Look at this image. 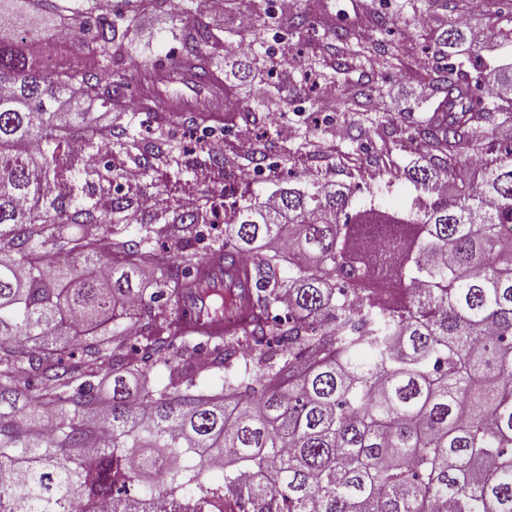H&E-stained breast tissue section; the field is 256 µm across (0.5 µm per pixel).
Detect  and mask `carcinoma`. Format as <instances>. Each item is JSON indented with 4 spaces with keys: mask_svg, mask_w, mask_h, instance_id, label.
<instances>
[{
    "mask_svg": "<svg viewBox=\"0 0 512 512\" xmlns=\"http://www.w3.org/2000/svg\"><path fill=\"white\" fill-rule=\"evenodd\" d=\"M433 2L401 0L398 13ZM118 12L110 0H74L66 16L58 0H0V512H512V141L493 158L484 144L487 129L512 124V70L473 111L482 42L451 23L419 61L438 86L433 112L411 121L424 164L404 171L417 191L409 212L351 210L341 183L281 190L272 206L246 190L224 216V279L185 290L173 264L149 294L154 230L127 234L133 202L70 208L52 195L68 176L108 190L124 178L108 162L75 165L77 141L129 150L86 106L149 114L156 103L149 88L124 107ZM179 12V57L206 87L239 43ZM64 21L91 63L48 67L28 45ZM387 24L373 10L361 27L326 28L319 75L334 83L367 57L401 63L404 44L369 36ZM283 25L305 39L307 15L286 9ZM463 43L474 77L450 61ZM353 130V141L380 130L396 143L376 112ZM200 149L233 172L210 140ZM139 151L129 159L144 169L182 165L173 146ZM205 217L183 211L167 225L171 245ZM49 242L70 260L48 266ZM161 297L213 319L243 302L253 316L208 348L149 331ZM132 314L147 335L129 354ZM202 358L224 370L222 391L194 390ZM156 363L170 370L161 389L147 380Z\"/></svg>",
    "mask_w": 512,
    "mask_h": 512,
    "instance_id": "cac0c4a2",
    "label": "carcinoma"
}]
</instances>
